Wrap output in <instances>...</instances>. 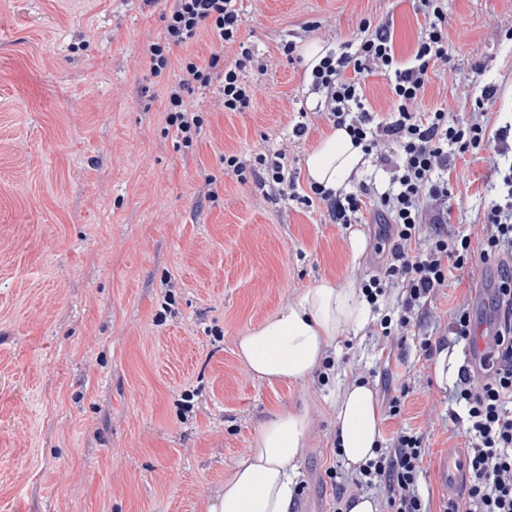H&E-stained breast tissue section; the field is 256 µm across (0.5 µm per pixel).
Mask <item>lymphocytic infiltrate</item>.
Returning a JSON list of instances; mask_svg holds the SVG:
<instances>
[{"mask_svg": "<svg viewBox=\"0 0 512 512\" xmlns=\"http://www.w3.org/2000/svg\"><path fill=\"white\" fill-rule=\"evenodd\" d=\"M424 17L408 67H398L390 23L364 21V36L355 51L329 49L309 75L312 91L321 94V119L332 126H347L365 153L376 154L381 165L392 168L387 187L359 183L351 192L333 191L310 183L300 191L299 178L288 169V153L278 149L245 157L224 156L225 171L238 180L254 177L281 197L310 208L325 205L337 224L351 223L361 209H370L378 240L389 252L381 275L361 282L370 304L395 295L397 316H383L372 325L380 337L411 326L414 317L448 285L451 271L494 263L498 278L493 285L487 322L493 332L489 358L465 361L450 390L448 420L463 432L471 463V480L464 497L448 500L447 512H512V165L499 171L500 189L486 205L483 223L475 235H458L448 226L441 204L448 198L447 171L455 155L486 149L496 143L504 153L512 139V124L488 134L483 107L495 97L494 85H485L471 120L451 118L447 109L422 106L429 73L448 62V14L443 0H420ZM161 41L150 43L153 74L169 66L172 48L210 33L222 46L208 63L182 58L181 78L168 86L165 122L174 127L184 147H191L203 119L187 95L220 80L222 106L228 112L249 108L255 87L246 72L264 74L266 57L241 41L244 24L238 0H170ZM233 65H225V54ZM393 73L389 86L394 110L384 119L365 107L364 85L375 73ZM422 432L404 427L379 442L375 455L358 470L327 468L336 493L329 512H344L347 492H376L386 512H429L422 486V463L427 454Z\"/></svg>", "mask_w": 512, "mask_h": 512, "instance_id": "lymphocytic-infiltrate-1", "label": "lymphocytic infiltrate"}]
</instances>
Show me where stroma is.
<instances>
[{"label": "stroma", "mask_w": 512, "mask_h": 512, "mask_svg": "<svg viewBox=\"0 0 512 512\" xmlns=\"http://www.w3.org/2000/svg\"><path fill=\"white\" fill-rule=\"evenodd\" d=\"M417 0H243L242 39L269 62L249 109L224 111L220 80L190 99L203 118L193 147L168 129L166 88L180 59L208 61L210 35L173 48L151 72L147 49L165 29L166 0H0V512H208L270 413H306L312 431L296 462V502L327 512L336 406L369 375L378 407L409 387L382 437L422 431V486L431 512L447 487L437 467L464 445L448 431V391L423 338L449 334L453 311L486 288L495 265L455 271L416 326L379 341V318L336 342L326 379H256L240 336L320 279L379 274L368 212L331 223L254 179L224 170V154L287 148L306 153L328 132L315 120L294 139L309 86L282 43L337 48L359 42L361 22H391L408 62L422 15ZM448 63L429 75L423 102L468 118L482 85L490 129L512 122V0H444ZM216 179L217 202L201 189ZM496 179L492 154L455 156L448 221L482 223ZM365 254L347 253L350 228Z\"/></svg>", "instance_id": "1"}]
</instances>
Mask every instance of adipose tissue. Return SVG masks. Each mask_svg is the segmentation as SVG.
Here are the masks:
<instances>
[{"label": "adipose tissue", "mask_w": 512, "mask_h": 512, "mask_svg": "<svg viewBox=\"0 0 512 512\" xmlns=\"http://www.w3.org/2000/svg\"><path fill=\"white\" fill-rule=\"evenodd\" d=\"M364 163L361 148L346 128L335 127L307 154L305 167L310 181L337 190L358 175ZM367 310L355 282L324 279L240 337L238 348L256 378L304 381L338 338L361 326ZM380 423L371 389L351 384L337 409L340 448L348 465L357 467L373 458ZM308 432L307 417L297 412L280 411L262 422L247 457L225 480L224 493L209 512H292L295 463Z\"/></svg>", "instance_id": "1"}]
</instances>
